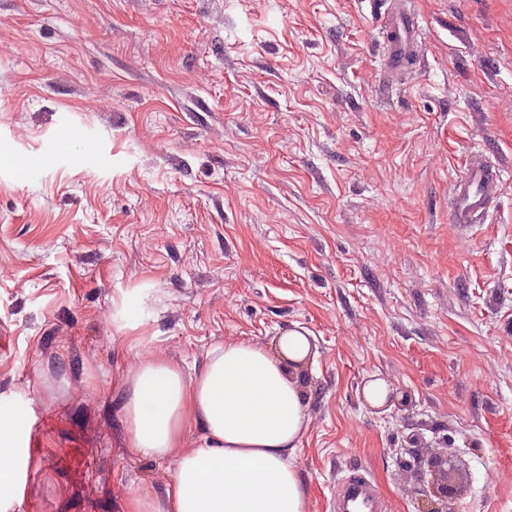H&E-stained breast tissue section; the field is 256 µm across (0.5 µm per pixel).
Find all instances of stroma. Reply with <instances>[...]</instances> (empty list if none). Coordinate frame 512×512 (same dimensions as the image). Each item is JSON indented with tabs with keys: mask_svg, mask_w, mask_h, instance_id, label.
<instances>
[{
	"mask_svg": "<svg viewBox=\"0 0 512 512\" xmlns=\"http://www.w3.org/2000/svg\"><path fill=\"white\" fill-rule=\"evenodd\" d=\"M394 2L0 0V413L25 421L0 512L144 487L165 512L174 463L127 448L121 377L295 329L309 512L353 469L421 512L414 459L446 452L457 512H512V0H406L423 37L390 75ZM476 157L500 191L459 224ZM399 393L401 392H388L387 384L382 380H376L371 383L366 390L367 398L372 403L378 404L386 399L383 406L384 408L390 407L392 404L395 408L406 406L410 400L409 395L406 392H402L399 397Z\"/></svg>",
	"mask_w": 512,
	"mask_h": 512,
	"instance_id": "stroma-1",
	"label": "stroma"
}]
</instances>
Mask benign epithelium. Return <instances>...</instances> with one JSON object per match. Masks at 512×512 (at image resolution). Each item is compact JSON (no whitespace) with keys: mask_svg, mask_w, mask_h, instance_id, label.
Segmentation results:
<instances>
[{"mask_svg":"<svg viewBox=\"0 0 512 512\" xmlns=\"http://www.w3.org/2000/svg\"><path fill=\"white\" fill-rule=\"evenodd\" d=\"M422 482L424 507L422 512H454L451 503L459 492L455 488L461 477V468L452 456H420L415 459Z\"/></svg>","mask_w":512,"mask_h":512,"instance_id":"obj_1","label":"benign epithelium"}]
</instances>
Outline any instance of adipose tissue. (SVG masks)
I'll return each mask as SVG.
<instances>
[{"label": "adipose tissue", "instance_id": "obj_1", "mask_svg": "<svg viewBox=\"0 0 512 512\" xmlns=\"http://www.w3.org/2000/svg\"><path fill=\"white\" fill-rule=\"evenodd\" d=\"M309 353L307 336L290 330L272 350L250 340L225 342L191 378L157 353L122 377L129 447L175 461L167 512H309L296 465L306 405L287 370ZM193 426L202 434L189 449Z\"/></svg>", "mask_w": 512, "mask_h": 512}]
</instances>
